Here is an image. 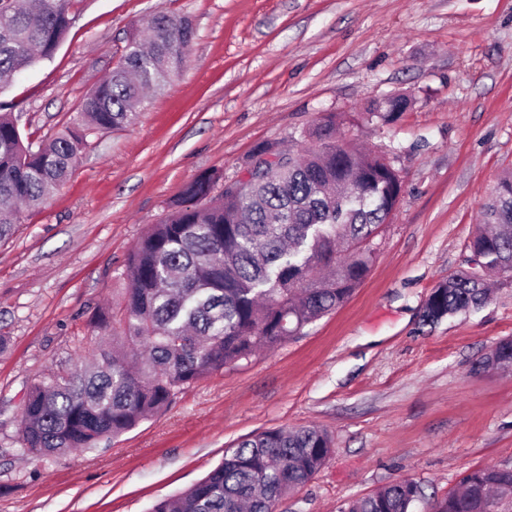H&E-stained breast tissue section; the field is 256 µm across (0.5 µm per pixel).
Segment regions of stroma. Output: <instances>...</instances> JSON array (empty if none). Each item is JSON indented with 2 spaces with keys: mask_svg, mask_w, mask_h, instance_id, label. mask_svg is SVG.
I'll list each match as a JSON object with an SVG mask.
<instances>
[{
  "mask_svg": "<svg viewBox=\"0 0 512 512\" xmlns=\"http://www.w3.org/2000/svg\"><path fill=\"white\" fill-rule=\"evenodd\" d=\"M159 12L195 28L179 75L132 126L90 136L70 178L0 242V512H150L240 439L281 427H319L335 452L276 512H344L404 478L424 495L413 512H427L471 470L512 468V372L484 363L512 339V279L480 307L422 321L512 171V0H81L53 58L0 91L24 139L62 129ZM397 94L406 111L370 114ZM329 112L345 118L338 140L384 154L402 180L349 299L96 449L22 456L26 387L106 344L92 319L184 184L240 178L263 142L312 145Z\"/></svg>",
  "mask_w": 512,
  "mask_h": 512,
  "instance_id": "1",
  "label": "stroma"
}]
</instances>
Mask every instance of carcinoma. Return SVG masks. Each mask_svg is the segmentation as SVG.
Masks as SVG:
<instances>
[{"mask_svg":"<svg viewBox=\"0 0 512 512\" xmlns=\"http://www.w3.org/2000/svg\"><path fill=\"white\" fill-rule=\"evenodd\" d=\"M79 0H0V80L49 60L65 39ZM195 31L186 17L155 14L147 37L134 33L119 65L79 102L57 135L24 142L18 119L0 103V241L71 173L92 133L122 129L135 105L184 65ZM395 96L373 110L383 120L403 110ZM341 118L326 114L313 149L258 145L244 178L204 172L185 183L166 217L142 236L122 272L119 312L125 344L145 355L132 366L106 344L92 363L31 385L18 442L33 459L98 445L166 410L200 379L297 336L336 309L367 276L370 241L402 190L382 154L336 147ZM220 192H215L217 185ZM469 244L482 274L448 277L435 288L423 321L434 323L488 299L486 276H512V175L484 205ZM512 367V340L492 360ZM333 452L327 432L305 426L266 430L241 440L203 479L155 503L151 512H275L309 482ZM463 490L435 500L430 512H492L512 469L477 468ZM421 488L405 478L349 503L346 512H409Z\"/></svg>","mask_w":512,"mask_h":512,"instance_id":"obj_1","label":"carcinoma"}]
</instances>
